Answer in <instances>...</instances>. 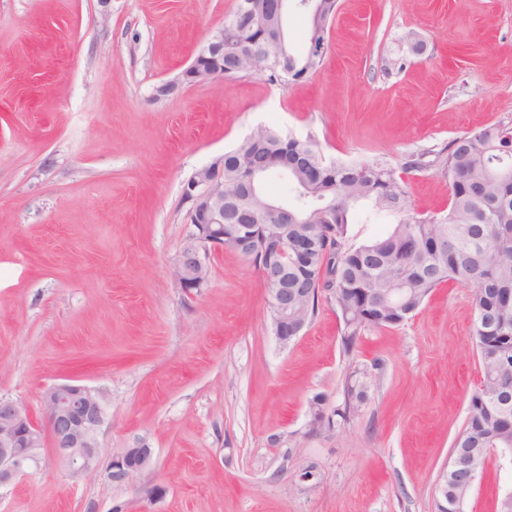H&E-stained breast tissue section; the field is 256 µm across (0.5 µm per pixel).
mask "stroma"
Listing matches in <instances>:
<instances>
[{
  "mask_svg": "<svg viewBox=\"0 0 512 512\" xmlns=\"http://www.w3.org/2000/svg\"><path fill=\"white\" fill-rule=\"evenodd\" d=\"M234 6L112 0L104 20L97 0H0V397L38 419L44 387L73 376L107 413L94 472L72 480L44 455L0 488V512H435L481 378L471 289L440 285L349 353L333 304L280 344L235 249L212 254L195 296L179 288L182 190L263 124L330 159L421 160L407 214L447 211L435 151L512 124V0H338L315 74L153 101ZM358 378L354 416L311 432L309 399L343 406ZM141 441L151 468L111 483L112 457Z\"/></svg>",
  "mask_w": 512,
  "mask_h": 512,
  "instance_id": "1",
  "label": "stroma"
}]
</instances>
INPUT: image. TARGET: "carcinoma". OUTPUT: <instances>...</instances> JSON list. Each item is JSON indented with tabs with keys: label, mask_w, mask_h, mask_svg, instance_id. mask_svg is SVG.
Returning a JSON list of instances; mask_svg holds the SVG:
<instances>
[{
	"label": "carcinoma",
	"mask_w": 512,
	"mask_h": 512,
	"mask_svg": "<svg viewBox=\"0 0 512 512\" xmlns=\"http://www.w3.org/2000/svg\"><path fill=\"white\" fill-rule=\"evenodd\" d=\"M321 4V11H307L300 53L288 45L273 51L274 0H256L251 21L230 15L224 21V77L251 72L290 84L317 71L337 0ZM437 155L448 170V213L408 216L355 248L347 246V232L356 217L405 213V181L396 168L376 159L328 163L314 137L299 140L266 126L212 166L224 169V223L256 225L255 241L243 256L264 271L288 263V287L297 291L289 315L298 322L309 324L324 302L336 304L347 351L366 328L407 322L442 283L473 289L472 337L482 378L454 444L468 464L448 476V512H456L455 492L470 494L482 482L491 452L511 454L512 466V126L468 133ZM273 177L287 187L288 243H303L300 253L280 250L277 222L267 214L276 202L267 190ZM364 398L363 386L350 385L344 409L330 410L325 395L316 394L311 422L330 430ZM493 508L512 512V483L500 489Z\"/></svg>",
	"instance_id": "1"
}]
</instances>
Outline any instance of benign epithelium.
Segmentation results:
<instances>
[{
    "instance_id": "obj_1",
    "label": "benign epithelium",
    "mask_w": 512,
    "mask_h": 512,
    "mask_svg": "<svg viewBox=\"0 0 512 512\" xmlns=\"http://www.w3.org/2000/svg\"><path fill=\"white\" fill-rule=\"evenodd\" d=\"M224 44L219 31H213L190 65L176 78L164 82L155 96L163 99L179 92L183 86L223 75ZM224 182L209 167L199 169L187 185L195 200L201 220L190 227L174 267V277L184 294L193 296L209 281V259L212 252L224 246V240L243 247L250 238L251 226L233 224L224 235ZM286 271H281L280 288L268 302L278 316L276 338L286 345L300 331L298 325L288 328V296ZM43 423L9 400H0V487L27 474L39 464L42 452L50 449L66 466L73 479H79L97 468L99 434L106 420L103 395L75 378H67L48 386L41 395ZM153 461V450L140 443L126 448L111 461L109 477L117 484L132 482Z\"/></svg>"
}]
</instances>
